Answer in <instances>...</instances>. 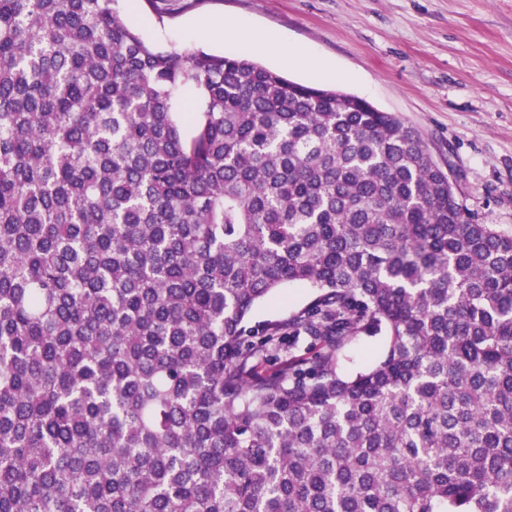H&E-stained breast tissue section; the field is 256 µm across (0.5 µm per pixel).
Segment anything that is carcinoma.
<instances>
[{
    "label": "carcinoma",
    "mask_w": 512,
    "mask_h": 512,
    "mask_svg": "<svg viewBox=\"0 0 512 512\" xmlns=\"http://www.w3.org/2000/svg\"><path fill=\"white\" fill-rule=\"evenodd\" d=\"M118 2L0 0V512H512V226L393 113ZM311 298L309 288L290 285L283 288L275 300L257 306L252 314V325H262L267 321L284 320L303 308ZM386 337L360 336L352 342L345 352L342 371L353 374L373 364L384 352Z\"/></svg>",
    "instance_id": "1"
}]
</instances>
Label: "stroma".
<instances>
[{"instance_id": "stroma-1", "label": "stroma", "mask_w": 512, "mask_h": 512, "mask_svg": "<svg viewBox=\"0 0 512 512\" xmlns=\"http://www.w3.org/2000/svg\"><path fill=\"white\" fill-rule=\"evenodd\" d=\"M121 10L163 48L231 53L232 33L197 28L223 16L309 53L324 73L261 49L245 55L395 114L422 135L479 222L512 225V0H123ZM310 298L302 286L283 288L251 322L287 319Z\"/></svg>"}]
</instances>
